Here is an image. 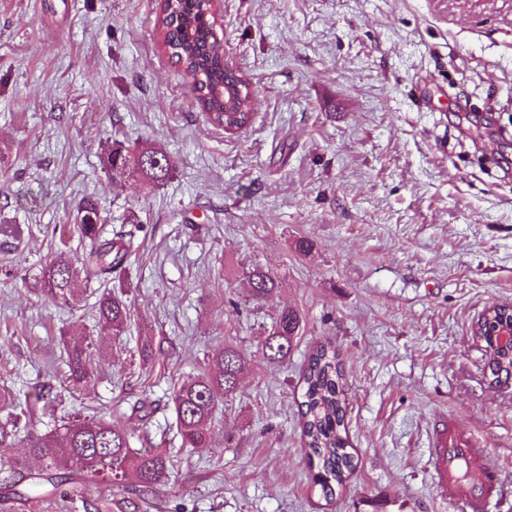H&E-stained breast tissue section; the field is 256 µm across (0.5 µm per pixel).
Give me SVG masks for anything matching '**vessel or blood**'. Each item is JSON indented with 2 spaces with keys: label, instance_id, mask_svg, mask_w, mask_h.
<instances>
[{
  "label": "vessel or blood",
  "instance_id": "1",
  "mask_svg": "<svg viewBox=\"0 0 512 512\" xmlns=\"http://www.w3.org/2000/svg\"><path fill=\"white\" fill-rule=\"evenodd\" d=\"M427 453L433 485L454 512H489L500 499L498 473L487 461V448L474 436L439 424Z\"/></svg>",
  "mask_w": 512,
  "mask_h": 512
}]
</instances>
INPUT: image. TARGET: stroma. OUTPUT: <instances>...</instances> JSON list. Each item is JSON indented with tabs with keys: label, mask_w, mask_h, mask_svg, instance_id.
<instances>
[{
	"label": "stroma",
	"mask_w": 512,
	"mask_h": 512,
	"mask_svg": "<svg viewBox=\"0 0 512 512\" xmlns=\"http://www.w3.org/2000/svg\"><path fill=\"white\" fill-rule=\"evenodd\" d=\"M158 13L159 0H0V222L25 229L0 243V394L33 430L109 414L133 447L169 454L155 495L111 490L108 512H452L427 466L443 416L486 442L512 508V382L490 386L471 334L486 307L512 305V0H222L224 60L255 93L251 124L230 133L163 50ZM116 140L162 148L171 178L112 179ZM85 198L106 232L137 218L140 247L112 280L128 330L72 388L63 345L97 338L103 287L66 306L39 274L88 249L73 229ZM254 266L279 282L260 302ZM286 306L301 330L273 363L263 329ZM144 336L164 350L149 366ZM227 343L249 367L212 449L182 447L173 385ZM323 344L343 363L358 459L330 498L298 407ZM140 398L150 418L132 413Z\"/></svg>",
	"instance_id": "1"
}]
</instances>
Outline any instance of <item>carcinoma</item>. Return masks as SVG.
<instances>
[{"mask_svg": "<svg viewBox=\"0 0 512 512\" xmlns=\"http://www.w3.org/2000/svg\"><path fill=\"white\" fill-rule=\"evenodd\" d=\"M210 0H164L157 19L164 48L180 66L183 75L199 92L197 102L212 124L229 131L241 130L252 120L250 94L237 81L224 75V47L217 40L211 23ZM130 152L114 143L105 152L104 166L112 178L134 172L147 186L166 181L173 166L166 153L144 144L129 167ZM73 227L89 241L90 250L72 260L59 256L41 269L44 295L61 304L79 300L82 280L110 281L112 274L126 267L136 253L135 232L105 235L95 202L86 199L76 207ZM251 297L260 301L269 296L278 281L265 268L249 269ZM96 313L101 339L120 338L131 321V303L122 289L103 292ZM302 318L290 308L283 309L265 331L263 348L272 362L285 360L298 336ZM67 379L77 387L94 372L99 346L65 349ZM163 349L151 336L143 337L140 357L143 364L156 361ZM248 360L233 344L212 354L201 374L184 379L170 395L182 443L187 448L208 450L217 409L236 394ZM346 380L336 349L321 346L309 357L301 380V417L304 445L312 466L317 468L314 484L328 497L334 487L343 485L356 468L355 455L348 451L345 427ZM27 455L41 462V468L28 473L18 466L21 460L0 464L17 477L4 484L6 501L27 502L32 496L50 495L62 486L85 495L103 487L120 488L133 472L140 495L147 496L161 484L170 465L167 453L159 448H134L128 433L116 420L104 416L76 417L60 427L38 434L30 432L25 441Z\"/></svg>", "mask_w": 512, "mask_h": 512, "instance_id": "1", "label": "carcinoma"}]
</instances>
